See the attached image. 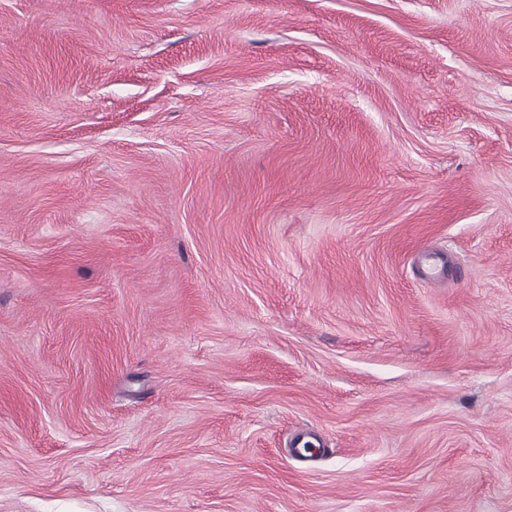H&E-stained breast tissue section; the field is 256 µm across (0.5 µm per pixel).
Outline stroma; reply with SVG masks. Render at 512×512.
Instances as JSON below:
<instances>
[{"label": "stroma", "mask_w": 512, "mask_h": 512, "mask_svg": "<svg viewBox=\"0 0 512 512\" xmlns=\"http://www.w3.org/2000/svg\"><path fill=\"white\" fill-rule=\"evenodd\" d=\"M0 512H512V0H0Z\"/></svg>", "instance_id": "stroma-1"}]
</instances>
